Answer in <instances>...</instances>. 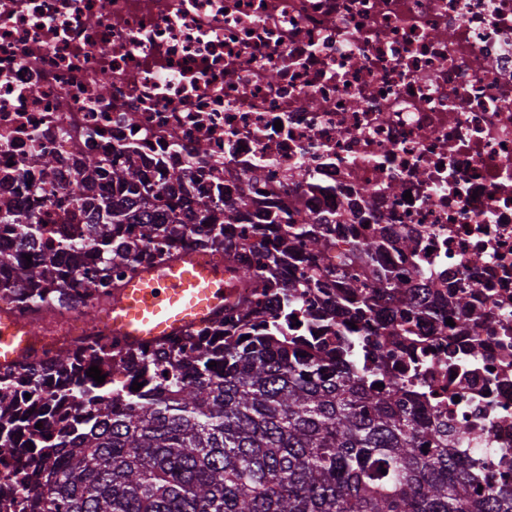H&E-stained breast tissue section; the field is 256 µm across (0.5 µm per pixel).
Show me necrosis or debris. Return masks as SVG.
I'll return each mask as SVG.
<instances>
[{"instance_id": "obj_1", "label": "necrosis or debris", "mask_w": 512, "mask_h": 512, "mask_svg": "<svg viewBox=\"0 0 512 512\" xmlns=\"http://www.w3.org/2000/svg\"><path fill=\"white\" fill-rule=\"evenodd\" d=\"M43 152L56 164L37 175ZM89 155L136 163L160 208L177 168L191 203L325 225L317 281L296 260L272 272L301 287L286 340L351 344L360 369L447 424L482 486L512 476V0H0V197L72 233ZM372 238L377 262L433 283L429 315L407 334L378 303L335 336L316 314L344 288L341 253ZM68 286L78 302L44 312L0 298L42 326L15 377L60 350L74 375L94 366L79 305L111 298L89 276ZM102 342L122 393L193 339H167L162 359Z\"/></svg>"}]
</instances>
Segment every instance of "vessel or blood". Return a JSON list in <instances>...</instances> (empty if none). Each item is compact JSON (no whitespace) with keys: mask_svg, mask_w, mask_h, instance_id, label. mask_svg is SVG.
Listing matches in <instances>:
<instances>
[{"mask_svg":"<svg viewBox=\"0 0 512 512\" xmlns=\"http://www.w3.org/2000/svg\"><path fill=\"white\" fill-rule=\"evenodd\" d=\"M237 283L236 275L210 256H175L141 268L123 284L111 309L98 316L96 323L132 344L179 336L235 304ZM30 334V328L0 314V365L14 364L25 354Z\"/></svg>","mask_w":512,"mask_h":512,"instance_id":"obj_1","label":"vessel or blood"}]
</instances>
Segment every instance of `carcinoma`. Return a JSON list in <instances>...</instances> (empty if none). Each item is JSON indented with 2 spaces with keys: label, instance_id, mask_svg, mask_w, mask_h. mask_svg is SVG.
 <instances>
[{
  "label": "carcinoma",
  "instance_id": "obj_1",
  "mask_svg": "<svg viewBox=\"0 0 512 512\" xmlns=\"http://www.w3.org/2000/svg\"><path fill=\"white\" fill-rule=\"evenodd\" d=\"M111 181L110 196L83 201L85 230L46 247L30 264L23 254L46 229L0 200V224L26 230L8 272L0 274V290L24 307L61 301L65 283L84 274L61 253L79 252L86 235L104 285L112 274L151 260L185 222L211 225L207 243L224 245L215 205L193 208L182 201L187 210L178 217L172 206L166 214L141 204L143 178L132 164L112 169ZM266 220L287 225L288 238L304 243L313 257L328 247L309 224L272 212ZM121 224L137 225L138 240L118 236ZM377 249V242L364 241L344 255L347 265L372 266L371 282L350 280L320 312L321 324L336 325L339 313L360 314L375 297L412 300L414 289L392 269L372 264ZM281 256L261 244L252 250L240 268L256 293L224 315L226 328H214L224 340L192 345L151 389L126 394L118 406L112 385L72 379L63 395L82 416L55 439L36 438L33 422L55 404L42 379L71 364V353L60 352L30 373L19 397L0 398V457L12 455L27 434L31 463L50 474L45 492L15 483L4 506L28 512H512V481L478 491L449 447L448 428L407 408L400 387L376 389L348 367L308 359L302 343L277 340L283 331L278 321L240 329L272 300L284 309L296 302L298 286L268 279Z\"/></svg>",
  "mask_w": 512,
  "mask_h": 512
}]
</instances>
